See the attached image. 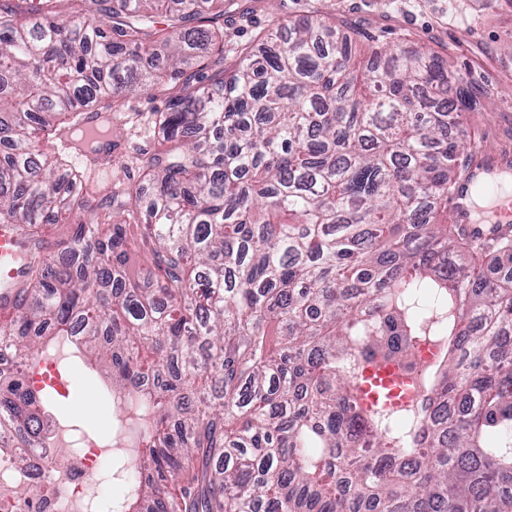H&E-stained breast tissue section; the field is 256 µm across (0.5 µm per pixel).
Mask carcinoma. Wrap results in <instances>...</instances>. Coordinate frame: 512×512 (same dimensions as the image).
<instances>
[{
  "mask_svg": "<svg viewBox=\"0 0 512 512\" xmlns=\"http://www.w3.org/2000/svg\"><path fill=\"white\" fill-rule=\"evenodd\" d=\"M166 2L0 0V227L30 256L4 350L21 367L87 323L76 348L123 397L116 512H512V226L449 218L473 162L463 73L394 45L356 73L354 38L307 17L210 76L224 0H173L157 29L146 5ZM155 89L138 179L81 196L119 100ZM84 107L106 115L95 135ZM69 218L55 265L47 225ZM133 224L147 286L125 268ZM426 339L453 353L424 374L429 411L363 406L362 360ZM46 416L0 369L18 465Z\"/></svg>",
  "mask_w": 512,
  "mask_h": 512,
  "instance_id": "obj_1",
  "label": "carcinoma"
}]
</instances>
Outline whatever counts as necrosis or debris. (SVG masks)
<instances>
[{
	"instance_id": "necrosis-or-debris-1",
	"label": "necrosis or debris",
	"mask_w": 512,
	"mask_h": 512,
	"mask_svg": "<svg viewBox=\"0 0 512 512\" xmlns=\"http://www.w3.org/2000/svg\"><path fill=\"white\" fill-rule=\"evenodd\" d=\"M441 357L439 345L422 343L410 351L406 360L386 364V372L395 377L408 405L419 406L423 397L420 377ZM73 364V359L45 352L28 366L27 382L35 388H51L56 396H67ZM69 437V425L58 416L49 423L46 447L28 449L26 467H17L12 457L0 456V512H99L100 473L111 455L92 440L83 441L69 454H60V446Z\"/></svg>"
}]
</instances>
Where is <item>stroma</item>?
I'll list each match as a JSON object with an SVG mask.
<instances>
[{
	"label": "stroma",
	"instance_id": "stroma-1",
	"mask_svg": "<svg viewBox=\"0 0 512 512\" xmlns=\"http://www.w3.org/2000/svg\"><path fill=\"white\" fill-rule=\"evenodd\" d=\"M321 15L354 29L356 47L397 43L407 49H447L458 68L476 79L474 101L461 115L469 153L512 155V0H224V66L276 21ZM494 95L487 104L486 95ZM156 92L129 97L120 109L127 123L115 140L113 173L138 177L137 161L154 146L150 115L164 109ZM106 379L78 369L67 399H49V411L71 416L86 436L111 443L112 427L99 408Z\"/></svg>",
	"mask_w": 512,
	"mask_h": 512
}]
</instances>
